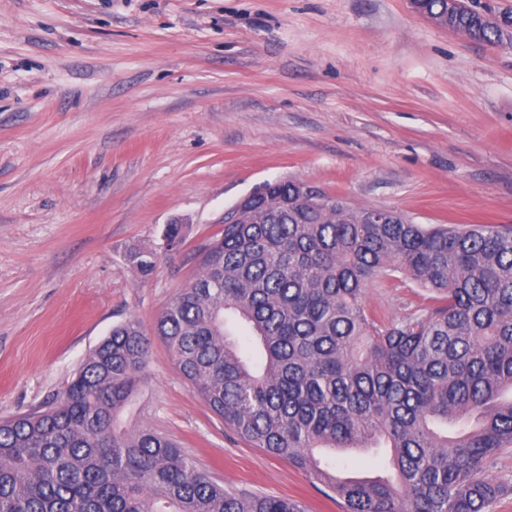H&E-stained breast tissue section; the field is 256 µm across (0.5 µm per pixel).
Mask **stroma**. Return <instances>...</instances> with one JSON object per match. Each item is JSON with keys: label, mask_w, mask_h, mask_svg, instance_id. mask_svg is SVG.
<instances>
[{"label": "stroma", "mask_w": 512, "mask_h": 512, "mask_svg": "<svg viewBox=\"0 0 512 512\" xmlns=\"http://www.w3.org/2000/svg\"><path fill=\"white\" fill-rule=\"evenodd\" d=\"M267 180L425 226L512 224V44L411 0H0V418L49 402L113 325L153 330ZM363 301L386 322L428 303L401 276ZM120 421L226 488L343 512L226 429L161 340Z\"/></svg>", "instance_id": "obj_1"}]
</instances>
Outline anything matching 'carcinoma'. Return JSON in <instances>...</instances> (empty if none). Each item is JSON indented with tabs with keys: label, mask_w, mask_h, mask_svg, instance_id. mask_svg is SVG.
<instances>
[{
	"label": "carcinoma",
	"mask_w": 512,
	"mask_h": 512,
	"mask_svg": "<svg viewBox=\"0 0 512 512\" xmlns=\"http://www.w3.org/2000/svg\"><path fill=\"white\" fill-rule=\"evenodd\" d=\"M471 5L452 28L498 43L512 14ZM269 181L265 204L225 224L154 333L189 385L241 439L342 500L344 512H490L512 484L487 474L512 447V226L426 229L394 211L316 209ZM129 261L143 274L151 253ZM399 273L434 304L388 323L365 288ZM244 326L245 344L229 330ZM152 336L112 327L44 410L0 420V512H305L230 490L148 426L119 416ZM390 449L395 477L336 479L318 451Z\"/></svg>",
	"instance_id": "1"
}]
</instances>
